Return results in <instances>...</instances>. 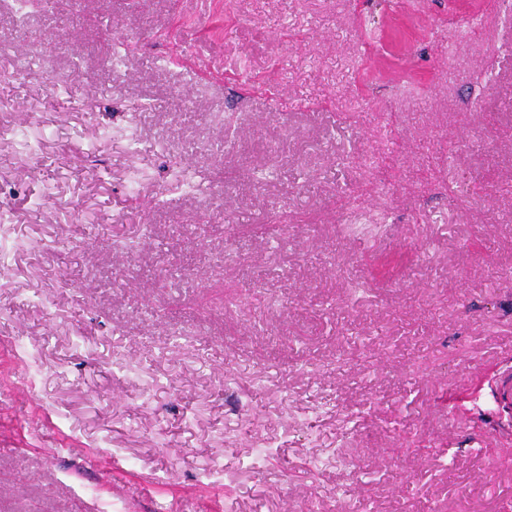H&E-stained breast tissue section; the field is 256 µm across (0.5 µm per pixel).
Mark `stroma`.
Masks as SVG:
<instances>
[{
	"label": "stroma",
	"mask_w": 512,
	"mask_h": 512,
	"mask_svg": "<svg viewBox=\"0 0 512 512\" xmlns=\"http://www.w3.org/2000/svg\"><path fill=\"white\" fill-rule=\"evenodd\" d=\"M0 42V512H512L502 0H45Z\"/></svg>",
	"instance_id": "stroma-1"
}]
</instances>
